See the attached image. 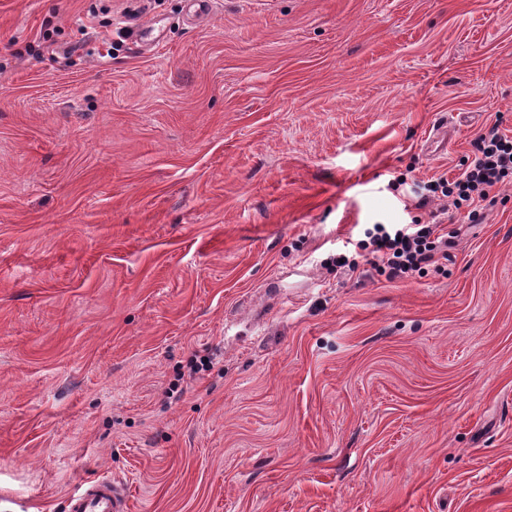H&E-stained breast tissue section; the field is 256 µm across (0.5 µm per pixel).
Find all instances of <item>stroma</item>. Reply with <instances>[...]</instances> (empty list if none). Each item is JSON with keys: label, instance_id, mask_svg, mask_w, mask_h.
<instances>
[{"label": "stroma", "instance_id": "obj_1", "mask_svg": "<svg viewBox=\"0 0 512 512\" xmlns=\"http://www.w3.org/2000/svg\"><path fill=\"white\" fill-rule=\"evenodd\" d=\"M493 123L512 0H0V512H512V181L414 207ZM374 224L366 229V239L355 243V255L368 250L371 263L388 281L394 282L422 274L426 267L448 259V233H438L439 224ZM358 249V250H356ZM126 495L117 483L100 477L85 484L67 499V512H127Z\"/></svg>", "mask_w": 512, "mask_h": 512}]
</instances>
